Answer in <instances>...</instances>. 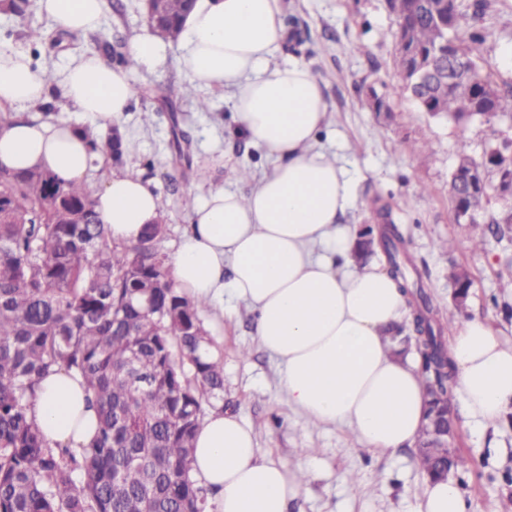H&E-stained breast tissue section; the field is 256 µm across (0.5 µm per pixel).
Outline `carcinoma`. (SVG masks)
Listing matches in <instances>:
<instances>
[{
  "mask_svg": "<svg viewBox=\"0 0 512 512\" xmlns=\"http://www.w3.org/2000/svg\"><path fill=\"white\" fill-rule=\"evenodd\" d=\"M27 25L30 0H4ZM163 34L176 39L184 0H165ZM395 17V66L423 112L455 122L512 118V83L495 82L476 62L474 45L492 32L468 22L457 0H388ZM431 60L446 73L419 81ZM93 151L123 157V142L85 131ZM512 190V165L489 147L478 162L461 150L449 192L455 216L478 223L490 185ZM165 214L129 245L112 243L84 189L50 171L18 173L0 163V512H209L210 489L192 473L194 439L208 411L224 409V367L211 350L206 304L180 295L156 244ZM512 235V208L473 240ZM390 273L411 299L407 333L421 359L428 414L448 410L452 362L419 272L395 224L381 228ZM448 277L455 306L466 305L469 270ZM63 369L80 377L98 429L85 448L51 444L32 413L42 378ZM416 442V459L433 478L466 459Z\"/></svg>",
  "mask_w": 512,
  "mask_h": 512,
  "instance_id": "obj_1",
  "label": "carcinoma"
}]
</instances>
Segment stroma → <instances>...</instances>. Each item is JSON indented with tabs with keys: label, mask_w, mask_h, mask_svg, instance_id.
<instances>
[{
	"label": "stroma",
	"mask_w": 512,
	"mask_h": 512,
	"mask_svg": "<svg viewBox=\"0 0 512 512\" xmlns=\"http://www.w3.org/2000/svg\"><path fill=\"white\" fill-rule=\"evenodd\" d=\"M124 2L125 14L105 9L99 30L58 44L48 41L57 24L34 13L33 26L46 36L36 46L13 15L0 12V44L35 54L40 68L97 53L104 41L125 52L130 37L147 26L138 0ZM282 12L296 23L287 26L274 59L302 61L317 77L331 123L316 147L351 170L356 182L357 200L343 223L356 230L386 220L397 224L436 318L445 325L464 317L487 320L512 344V318L503 311L512 306V238L491 237L483 249L472 247L481 225L512 207V198L490 192L479 223L470 224L456 219L449 195L459 151L478 160L489 145L512 143V121L474 120L461 127L448 116L420 111L395 68V21L386 0H282ZM481 23L496 37L479 45L480 64L495 79L512 82V67L499 63L512 48V0H494ZM131 80L136 96L121 125L133 145L122 166L138 171L165 207L166 231L157 249L167 257L189 224L193 204L217 185L247 190V181L235 180V170L258 174L272 160L239 132L230 90L208 91V111L197 109L175 58L155 73L133 71ZM371 87L389 97L391 112L368 109L365 94ZM180 133L190 141L186 162L176 161L172 149ZM446 240L453 242L452 250L441 249ZM453 264L467 267L472 276L461 312L448 280ZM202 321L213 353L224 363L225 404L253 429L258 448L299 475L302 488L291 512H417L424 484L413 449L377 455L362 448L349 430L317 426L294 412L280 391L281 368L260 348L254 315L244 304L207 308ZM450 402L458 412L454 446L468 460L454 473L467 512H512V418L487 427L470 424L459 413L458 396Z\"/></svg>",
	"instance_id": "obj_1"
}]
</instances>
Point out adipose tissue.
Segmentation results:
<instances>
[{
	"label": "adipose tissue",
	"instance_id": "1",
	"mask_svg": "<svg viewBox=\"0 0 512 512\" xmlns=\"http://www.w3.org/2000/svg\"><path fill=\"white\" fill-rule=\"evenodd\" d=\"M282 0H196L175 42L143 32L131 38L127 65L96 55L69 60L46 77L20 52L0 46V162L14 171H52L87 186L107 155L92 151L69 120L29 118L52 86L100 126L118 122L135 98L132 68L159 69L170 48L194 88L233 92L240 132L276 161L248 191L211 189L194 206L169 263L177 291L214 308L246 303L259 345L281 364L288 405L319 426L352 430L373 453L411 447L423 426L425 385L400 360L390 328L407 299L386 269L354 267L356 237L341 221L356 202L344 167L316 150L330 123L320 82L301 61L271 58L283 37ZM66 30H97L103 0H39ZM91 197L114 241L134 243L155 223L160 199L137 173L105 174ZM452 384L471 420L488 425L512 407V344L483 319L459 321L447 343ZM81 378L45 376L34 405L45 437L71 448L97 433ZM194 475L210 487L214 512H288L301 485L295 471L263 453L252 428L230 408L212 412L195 440ZM420 512H466L453 479L426 481Z\"/></svg>",
	"mask_w": 512,
	"mask_h": 512
}]
</instances>
